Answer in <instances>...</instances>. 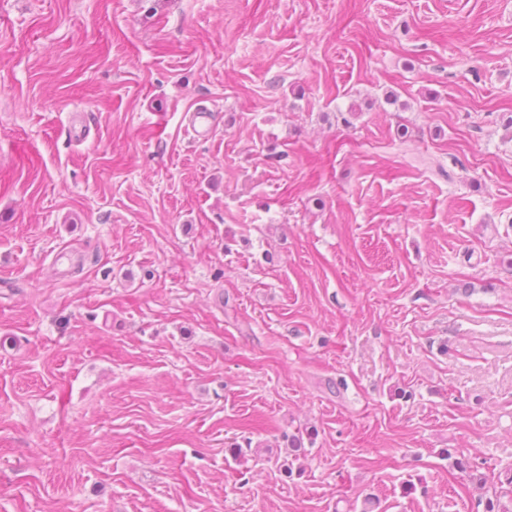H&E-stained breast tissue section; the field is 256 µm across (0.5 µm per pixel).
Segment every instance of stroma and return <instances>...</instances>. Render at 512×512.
I'll use <instances>...</instances> for the list:
<instances>
[{
    "mask_svg": "<svg viewBox=\"0 0 512 512\" xmlns=\"http://www.w3.org/2000/svg\"><path fill=\"white\" fill-rule=\"evenodd\" d=\"M509 473L512 0H0V512Z\"/></svg>",
    "mask_w": 512,
    "mask_h": 512,
    "instance_id": "1",
    "label": "stroma"
}]
</instances>
